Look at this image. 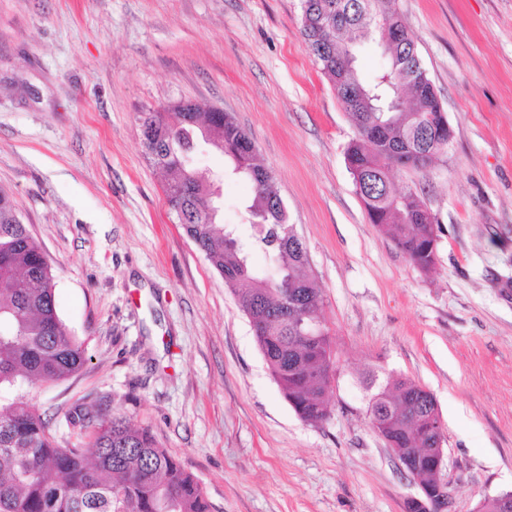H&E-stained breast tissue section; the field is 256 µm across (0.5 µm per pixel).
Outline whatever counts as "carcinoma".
Segmentation results:
<instances>
[{
  "mask_svg": "<svg viewBox=\"0 0 512 512\" xmlns=\"http://www.w3.org/2000/svg\"><path fill=\"white\" fill-rule=\"evenodd\" d=\"M301 34L309 54L333 84L357 129L346 150L358 198L370 223L388 233L406 259L434 265L439 224L419 192L395 187L403 156L430 157L448 149V116L395 0H302ZM388 28L384 68L362 79L357 48L372 28ZM415 73L412 81L395 77ZM142 145L168 175L166 197L187 237L224 278L284 398L307 425L328 417L326 390L335 355L326 326L309 315L322 304L305 273L307 251L288 224L274 177L229 112H203L189 102L146 112ZM224 153L231 174L250 181L248 210L254 244L274 261V273L249 260L251 245L208 219V185L187 167L194 134ZM55 282L40 244L0 188V512H211L203 488L145 429L88 396L65 414L75 443H60L25 387L54 384L81 370L86 349L59 316ZM436 401L414 383L396 379L374 392L370 423L384 427L395 448H422L434 437Z\"/></svg>",
  "mask_w": 512,
  "mask_h": 512,
  "instance_id": "1",
  "label": "carcinoma"
}]
</instances>
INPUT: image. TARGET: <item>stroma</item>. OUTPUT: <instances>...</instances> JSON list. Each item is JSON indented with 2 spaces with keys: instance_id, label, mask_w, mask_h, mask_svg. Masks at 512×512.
<instances>
[{
  "instance_id": "stroma-1",
  "label": "stroma",
  "mask_w": 512,
  "mask_h": 512,
  "mask_svg": "<svg viewBox=\"0 0 512 512\" xmlns=\"http://www.w3.org/2000/svg\"><path fill=\"white\" fill-rule=\"evenodd\" d=\"M454 137L395 170L436 216L435 264L370 224L345 161L356 129L300 36V0H0V187L46 253L77 374L32 394L68 437L92 395L150 429L212 512H405L419 484L372 429L406 378L442 415L449 512L512 491V0H397ZM232 113L271 169L339 376L303 423L247 317L168 209L140 115ZM250 234L249 182L220 186Z\"/></svg>"
}]
</instances>
